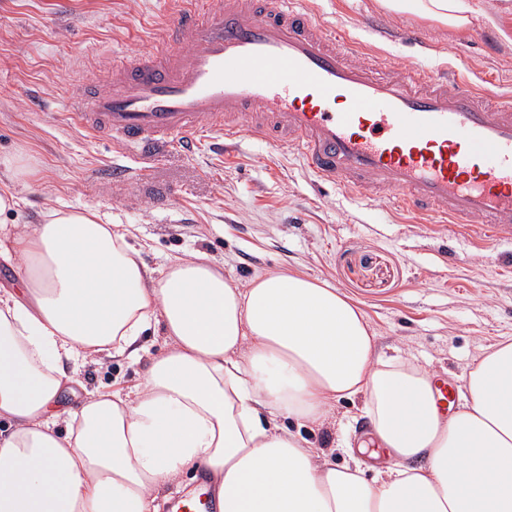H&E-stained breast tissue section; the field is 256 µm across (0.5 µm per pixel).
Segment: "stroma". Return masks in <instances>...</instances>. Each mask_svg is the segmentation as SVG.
Wrapping results in <instances>:
<instances>
[{
    "label": "stroma",
    "instance_id": "35a3bbf8",
    "mask_svg": "<svg viewBox=\"0 0 512 512\" xmlns=\"http://www.w3.org/2000/svg\"><path fill=\"white\" fill-rule=\"evenodd\" d=\"M312 2L327 29L357 37L363 17L380 10L377 0ZM471 2L480 13L461 32L391 15L393 25L420 30L427 45L387 49L398 65L430 72L445 64L512 98V0ZM174 8L173 0H0V186L11 184L20 200L9 223H39L52 208L95 209L132 233L153 270L201 252L238 286L269 272L329 283L364 311L379 353L462 387L481 355L512 336V234L484 241L388 202L315 191L296 151L249 138L231 155L205 142L190 155L166 152L150 170L171 192L162 209L97 180L99 166L137 160L73 125L69 103L91 93L113 57L149 52ZM15 156L29 171L21 181L6 165ZM146 366L105 356L76 378L89 390L119 391L138 383ZM366 421L362 398L344 399L302 434L330 461L365 463L357 435Z\"/></svg>",
    "mask_w": 512,
    "mask_h": 512
}]
</instances>
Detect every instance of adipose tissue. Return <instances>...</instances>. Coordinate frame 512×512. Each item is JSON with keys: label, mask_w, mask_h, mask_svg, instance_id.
I'll return each mask as SVG.
<instances>
[{"label": "adipose tissue", "mask_w": 512, "mask_h": 512, "mask_svg": "<svg viewBox=\"0 0 512 512\" xmlns=\"http://www.w3.org/2000/svg\"><path fill=\"white\" fill-rule=\"evenodd\" d=\"M454 30L470 0H378ZM129 231L93 210L0 224V512H160L206 474L218 512H512V340L464 376L439 415L432 373L376 350L360 310L328 283L270 272L233 285L207 256L151 274ZM164 349L126 392L74 394L70 368ZM364 396L371 442L391 459H319L283 418L320 424Z\"/></svg>", "instance_id": "adipose-tissue-1"}]
</instances>
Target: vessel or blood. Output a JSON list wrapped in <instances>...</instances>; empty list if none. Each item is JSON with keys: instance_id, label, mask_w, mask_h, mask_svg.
I'll return each mask as SVG.
<instances>
[{"instance_id": "1", "label": "vessel or blood", "mask_w": 512, "mask_h": 512, "mask_svg": "<svg viewBox=\"0 0 512 512\" xmlns=\"http://www.w3.org/2000/svg\"><path fill=\"white\" fill-rule=\"evenodd\" d=\"M389 54L333 34L303 0H178L153 51L112 62L108 88L69 119L142 166L102 180L161 208L147 166L171 146L245 137L296 148L325 185L438 224L512 232V102L457 69L393 74Z\"/></svg>"}]
</instances>
